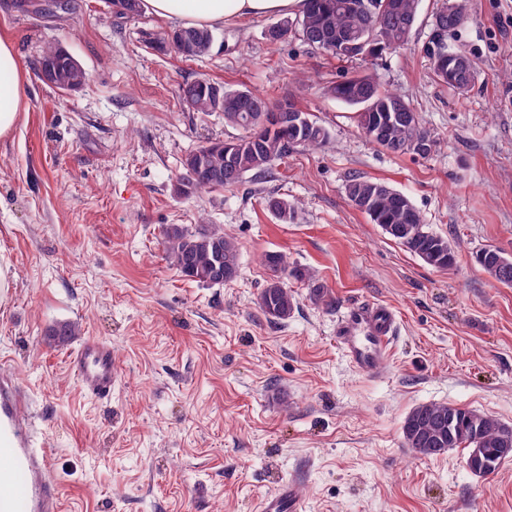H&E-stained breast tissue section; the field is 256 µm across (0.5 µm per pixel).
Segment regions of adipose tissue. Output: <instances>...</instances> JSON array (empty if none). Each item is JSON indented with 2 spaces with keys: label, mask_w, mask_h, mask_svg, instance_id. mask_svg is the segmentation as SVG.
Returning <instances> with one entry per match:
<instances>
[{
  "label": "adipose tissue",
  "mask_w": 512,
  "mask_h": 512,
  "mask_svg": "<svg viewBox=\"0 0 512 512\" xmlns=\"http://www.w3.org/2000/svg\"><path fill=\"white\" fill-rule=\"evenodd\" d=\"M145 12L185 27L304 12L307 0H142ZM23 101L22 69L10 38L0 36V138L15 128Z\"/></svg>",
  "instance_id": "adipose-tissue-1"
}]
</instances>
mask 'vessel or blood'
<instances>
[{
    "instance_id": "vessel-or-blood-1",
    "label": "vessel or blood",
    "mask_w": 512,
    "mask_h": 512,
    "mask_svg": "<svg viewBox=\"0 0 512 512\" xmlns=\"http://www.w3.org/2000/svg\"><path fill=\"white\" fill-rule=\"evenodd\" d=\"M395 314L383 305L348 308L338 319L336 336L349 363L377 375L388 366ZM69 366L81 389L106 399L118 382L109 343L89 338L71 351ZM28 396L7 366H0V512H61V490L51 475L48 448L36 445V427L23 416ZM256 512H303L293 483L281 484L261 499Z\"/></svg>"
}]
</instances>
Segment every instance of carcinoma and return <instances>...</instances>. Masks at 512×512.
Returning a JSON list of instances; mask_svg holds the SVG:
<instances>
[{
    "mask_svg": "<svg viewBox=\"0 0 512 512\" xmlns=\"http://www.w3.org/2000/svg\"><path fill=\"white\" fill-rule=\"evenodd\" d=\"M359 0H308L306 11L292 23L282 21L285 33H294L309 46L337 59L374 57L386 51H397L408 45L418 16L419 0H370L374 11L358 7ZM466 19L462 0H442L433 16V48L426 49L432 60L438 81L460 93L469 91L477 79L473 60L461 50H449L448 31L460 26ZM183 38L192 42V52L201 57L214 44L212 31L204 28H183ZM351 38L364 42L359 53L344 48ZM38 77L48 76L50 84L64 91H75L88 81V73L65 49L48 45L37 61ZM217 83L206 79L183 85L180 96L190 108L207 95ZM327 94L355 109L360 130L373 124L386 105L398 104L406 109L403 118L388 127L386 139L378 146L397 155L418 154L417 143L427 140L436 143L434 136L422 127L417 112L404 97L385 90L372 73L350 76L327 88ZM274 108L263 95L249 89L224 92V123L239 127L242 134L231 140L210 142L187 156L192 159L200 152L207 153L208 167L189 170L183 168V178L191 192L235 187L246 175L261 177L272 170L278 161L288 155L296 141L304 149L325 145L330 137L328 129L313 115L301 112L305 118L297 134L267 129L258 139L251 136L254 120ZM346 197L370 221L379 225L395 242L412 255L436 270H446L456 261L455 250L448 238L424 224L419 210L402 192L388 184L351 177L345 185ZM281 204L278 219L284 223L294 220L296 207L288 198L273 195ZM163 246L170 263L186 279L206 285L222 286L233 280L239 270V252L233 237L224 228L202 224L191 229L182 224H168L163 229ZM484 251L495 257L493 262H476L497 283L512 286V258L498 248L487 246ZM263 263L271 272L259 297V307L271 321L288 319L296 308V300L283 276L312 282L314 272L288 262L281 252H267ZM80 332L79 324L64 322L50 328L49 335L65 342ZM402 436L406 447L420 456L434 457L453 448L468 449L467 459L490 462L483 473H495L511 455L501 456L503 448H512V425L477 410L448 403H423L414 407L402 422Z\"/></svg>",
    "mask_w": 512,
    "mask_h": 512,
    "instance_id": "1",
    "label": "carcinoma"
}]
</instances>
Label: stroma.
<instances>
[{
	"label": "stroma",
	"mask_w": 512,
	"mask_h": 512,
	"mask_svg": "<svg viewBox=\"0 0 512 512\" xmlns=\"http://www.w3.org/2000/svg\"><path fill=\"white\" fill-rule=\"evenodd\" d=\"M0 0V35L24 73V108L0 139V264L12 295L0 305V361L28 393L27 415L51 451L62 512H255L295 482L305 512H512V458L472 474L466 452L405 448L415 405L448 402L512 424V286L476 263L512 256V0H470L448 34L479 76L458 94L434 77L424 48L440 0H421L407 49L337 62L297 36L271 45L269 19L216 27L210 54L187 60L151 43L176 22L116 16L109 0ZM63 47L89 74L79 90L44 84L35 63ZM365 72L405 97L437 139L425 157L390 154L359 131L330 83ZM208 79L313 114L330 130L273 171L233 188L175 196L187 154L238 136L219 112L179 97ZM355 175L405 193L447 236L456 263L433 269L349 203ZM295 200L282 223L268 195ZM223 225L240 250L238 276L191 282L168 263V224ZM316 270L334 299L318 307L292 282L298 308L269 321L258 301L263 254ZM383 304L398 320L389 367L355 370L336 339L340 314ZM72 321L81 336L50 340ZM108 341L121 383L106 400L81 390L66 359L82 338Z\"/></svg>",
	"instance_id": "35a3bbf8"
}]
</instances>
